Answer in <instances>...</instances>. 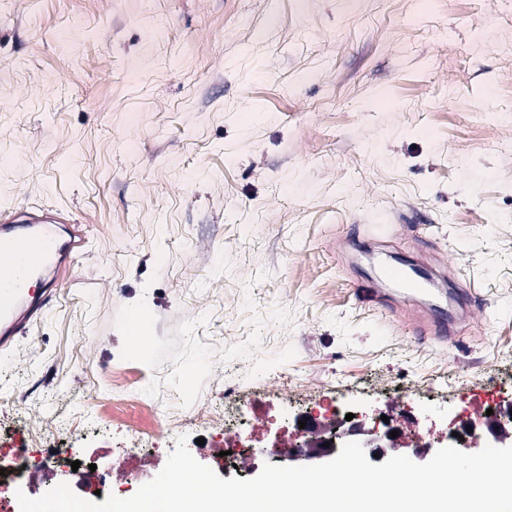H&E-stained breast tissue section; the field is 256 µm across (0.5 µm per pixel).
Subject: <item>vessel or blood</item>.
<instances>
[{"label":"vessel or blood","mask_w":512,"mask_h":512,"mask_svg":"<svg viewBox=\"0 0 512 512\" xmlns=\"http://www.w3.org/2000/svg\"><path fill=\"white\" fill-rule=\"evenodd\" d=\"M66 214H39L33 211L0 214V347L26 333L47 309L45 302L30 298L31 279L54 265L57 257L71 251H84L85 240L59 243L56 227L68 223ZM389 281L402 287L423 288L429 277L416 267L390 265L384 270Z\"/></svg>","instance_id":"b4317fda"}]
</instances>
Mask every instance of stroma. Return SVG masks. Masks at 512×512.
Returning <instances> with one entry per match:
<instances>
[{
	"label": "stroma",
	"instance_id": "obj_1",
	"mask_svg": "<svg viewBox=\"0 0 512 512\" xmlns=\"http://www.w3.org/2000/svg\"><path fill=\"white\" fill-rule=\"evenodd\" d=\"M31 207L89 246L0 354V456L66 415L56 445L117 480L126 428L90 397L189 413L241 380L271 421L235 466L185 433L225 480L328 396L394 415L385 456L465 424L478 452L512 402V0H0V211ZM428 254L450 282L382 279ZM436 310L444 341L415 332Z\"/></svg>",
	"mask_w": 512,
	"mask_h": 512
}]
</instances>
